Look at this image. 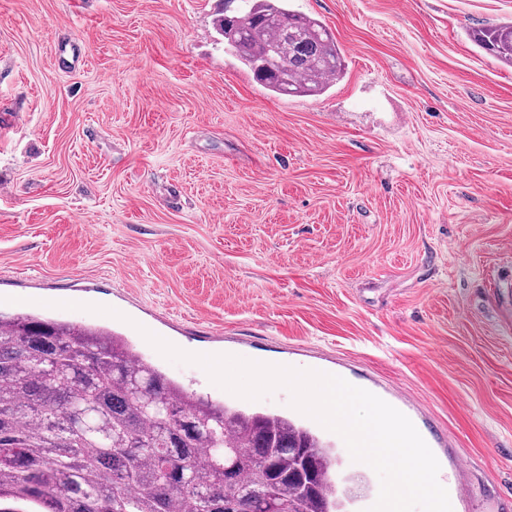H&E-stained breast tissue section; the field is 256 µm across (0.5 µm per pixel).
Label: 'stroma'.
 <instances>
[{"instance_id":"stroma-1","label":"stroma","mask_w":512,"mask_h":512,"mask_svg":"<svg viewBox=\"0 0 512 512\" xmlns=\"http://www.w3.org/2000/svg\"><path fill=\"white\" fill-rule=\"evenodd\" d=\"M291 4L344 56L325 94L225 53L228 0H0V315L110 329L241 407L144 331L340 376L466 485L454 512H512V67L468 37L512 0Z\"/></svg>"}]
</instances>
